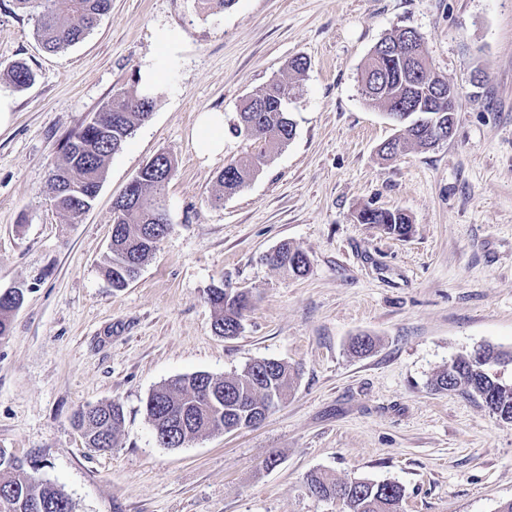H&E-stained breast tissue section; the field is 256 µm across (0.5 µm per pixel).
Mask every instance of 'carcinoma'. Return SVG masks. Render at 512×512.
<instances>
[{
    "mask_svg": "<svg viewBox=\"0 0 512 512\" xmlns=\"http://www.w3.org/2000/svg\"><path fill=\"white\" fill-rule=\"evenodd\" d=\"M17 7L34 17V34L48 52H61L83 41L111 8V0H16ZM410 28L396 27L376 45L361 74L362 94L368 105L388 108L413 106L414 118L448 121V98L441 97L438 81L431 76L410 77L401 52L404 48L427 58L423 42L409 45L405 36ZM8 77L15 88L23 90L35 83L36 74L23 60L13 62ZM292 87L274 80L254 93L242 105L237 122L230 131L245 141L241 155L224 166L217 177L220 192L214 201L239 192L260 172L261 167L292 141L296 124L288 112L287 100ZM154 109V98L139 88V80L122 89L104 103L95 116L65 142L64 163L54 167L49 185L55 206L76 217L93 202L105 179L109 158L120 151L135 129L147 122ZM400 144L381 150L392 157L410 147L430 148L421 130L412 127L399 137ZM175 173L173 159L161 153L151 170L139 177L132 194L147 201L165 196ZM359 219L377 224L389 234L405 238L412 231L410 217L400 211L365 208ZM170 225L151 224L145 212L132 204H120L112 210V244L105 258V275L112 287H126L139 274L158 242L168 234ZM270 264L302 275L308 267L304 253L284 243ZM208 300L215 311L213 330L224 337L237 335L240 321L249 305L246 292L215 287ZM22 299L0 292V338L9 334V314ZM512 353L482 348L481 358L470 356L454 361L452 370L458 389L493 403L492 413L512 421V385L504 383L491 370L494 365L509 364ZM292 370L280 362L266 372L256 361L243 371L224 377L207 373L185 375L153 390L146 401V413L159 443L167 448L183 445L211 432L235 431L265 419V413L282 401L288 392ZM124 421L120 404L110 401L78 411L74 425L92 448H110ZM308 489L327 498L342 488L340 502L347 512H399L403 488L394 482L373 483L364 480L338 482L313 472L307 475ZM0 512H73L70 499L56 485L37 481L15 454L0 448Z\"/></svg>",
    "mask_w": 512,
    "mask_h": 512,
    "instance_id": "cac0c4a2",
    "label": "carcinoma"
}]
</instances>
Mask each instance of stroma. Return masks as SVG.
Returning a JSON list of instances; mask_svg holds the SVG:
<instances>
[{"mask_svg": "<svg viewBox=\"0 0 512 512\" xmlns=\"http://www.w3.org/2000/svg\"><path fill=\"white\" fill-rule=\"evenodd\" d=\"M396 26L416 30L460 97L452 136L386 159L396 132L368 106L360 72ZM175 33L160 50L155 33ZM308 62L303 74L292 59ZM27 62L33 86L6 70ZM153 70L151 118L107 163L92 208L73 219L47 187L66 138L115 92ZM291 82L294 139L238 193L216 178L243 150L199 155L193 129L243 99ZM0 290L24 289L0 338V448L34 465L74 512H342L306 476L402 486L401 512H499L512 500V422L480 398L435 391L450 361L512 352V0H112L87 38L45 52L34 21L0 0ZM169 154L170 232L127 288L103 272L112 203L140 168ZM401 210L408 237L360 223ZM305 275L270 265L281 244ZM248 292L238 334L216 335L210 288ZM376 346L356 357L351 340ZM275 359L297 373L258 426L163 447L145 404L197 372L217 377ZM115 401L114 447H88L72 418ZM8 77L15 88L23 90L35 83L36 74L27 62L18 60L8 69Z\"/></svg>", "mask_w": 512, "mask_h": 512, "instance_id": "1", "label": "stroma"}]
</instances>
